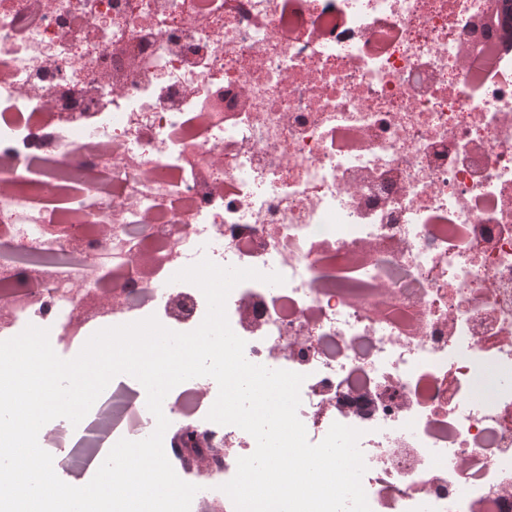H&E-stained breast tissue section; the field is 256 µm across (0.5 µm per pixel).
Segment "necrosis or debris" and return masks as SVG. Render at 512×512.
<instances>
[{"mask_svg":"<svg viewBox=\"0 0 512 512\" xmlns=\"http://www.w3.org/2000/svg\"><path fill=\"white\" fill-rule=\"evenodd\" d=\"M502 0H0V340L27 325L52 347L156 316L196 329L201 259L284 276L230 293L245 357L304 374L310 443L361 430L371 512H512V51ZM220 111H209L213 99ZM112 178L97 219L114 267L150 248L149 279L114 281L107 315L74 321L79 258L40 201ZM186 225L176 237L172 227ZM366 245L368 263L354 257ZM372 284L388 289L377 312ZM184 309H176L175 301ZM420 318L418 334L404 327ZM104 437L156 420L137 387L104 392ZM207 495L254 438L200 417ZM104 437L51 431L55 468L80 472Z\"/></svg>","mask_w":512,"mask_h":512,"instance_id":"4bbe7bcc","label":"necrosis or debris"}]
</instances>
